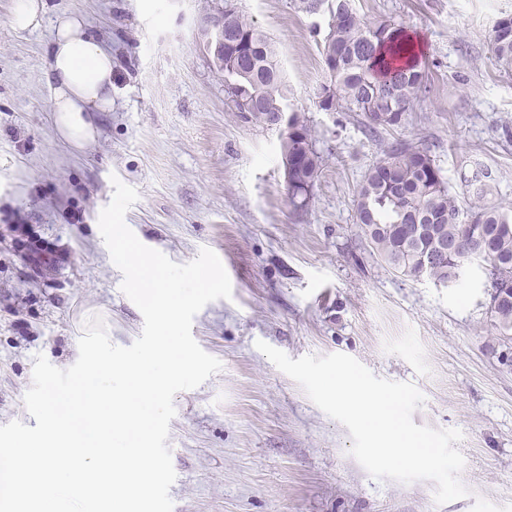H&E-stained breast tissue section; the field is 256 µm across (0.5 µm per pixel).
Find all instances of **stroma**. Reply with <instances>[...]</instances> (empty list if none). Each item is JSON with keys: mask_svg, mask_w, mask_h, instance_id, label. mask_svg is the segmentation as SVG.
Here are the masks:
<instances>
[{"mask_svg": "<svg viewBox=\"0 0 512 512\" xmlns=\"http://www.w3.org/2000/svg\"><path fill=\"white\" fill-rule=\"evenodd\" d=\"M40 28L15 32L0 0V425L35 426L24 405L36 355L66 369L91 317L131 345L144 318L122 292L98 219L113 180L139 198L125 221L172 261L220 258L232 296L194 317L198 345L221 369L176 394L169 446L173 512H512V338L500 335L482 268L440 285L400 275L354 222L358 185L392 144L429 147L461 208L512 204V77L491 53L512 0H350L420 44L426 94L398 128L369 134L352 112H325L329 12L298 0H238L274 41L324 166L306 209L288 204L279 128L227 111L224 80L199 33L216 0H44ZM82 15L112 51V109L89 118L96 139L71 147L44 93L52 25ZM490 174L482 198L462 177ZM65 262L28 268L15 225ZM292 358L344 353L376 376L415 384V424L461 430L465 497L437 504L435 485L377 480L352 457L349 431L256 347Z\"/></svg>", "mask_w": 512, "mask_h": 512, "instance_id": "obj_1", "label": "stroma"}]
</instances>
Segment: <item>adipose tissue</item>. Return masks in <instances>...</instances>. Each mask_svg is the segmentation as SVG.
Here are the masks:
<instances>
[{
    "mask_svg": "<svg viewBox=\"0 0 512 512\" xmlns=\"http://www.w3.org/2000/svg\"><path fill=\"white\" fill-rule=\"evenodd\" d=\"M53 29L44 87L57 130L81 148L94 137L89 113L112 108V51L78 15H57Z\"/></svg>",
    "mask_w": 512,
    "mask_h": 512,
    "instance_id": "ef3b65f1",
    "label": "adipose tissue"
}]
</instances>
